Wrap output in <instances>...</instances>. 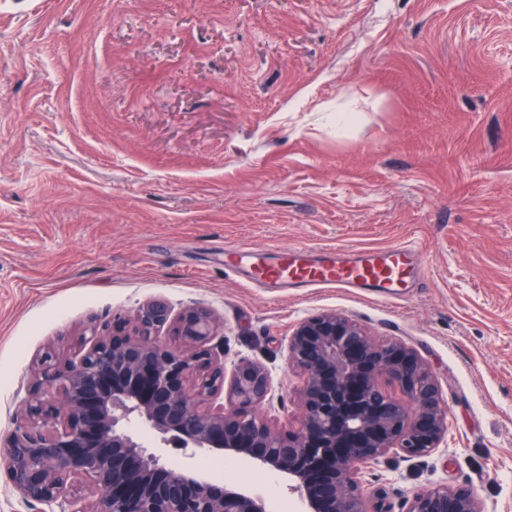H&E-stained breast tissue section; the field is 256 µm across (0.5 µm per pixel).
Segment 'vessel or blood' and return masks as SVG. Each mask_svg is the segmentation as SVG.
<instances>
[{
	"instance_id": "obj_1",
	"label": "vessel or blood",
	"mask_w": 512,
	"mask_h": 512,
	"mask_svg": "<svg viewBox=\"0 0 512 512\" xmlns=\"http://www.w3.org/2000/svg\"><path fill=\"white\" fill-rule=\"evenodd\" d=\"M244 263L250 264L254 281L261 284L299 282L312 288H369L384 299L403 296L420 267L418 250L412 245L358 254L331 252L317 261L310 260L308 249L302 247L279 252L273 262L253 248L228 251L227 268L236 270Z\"/></svg>"
}]
</instances>
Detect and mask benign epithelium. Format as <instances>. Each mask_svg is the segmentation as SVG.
I'll return each mask as SVG.
<instances>
[{"instance_id":"benign-epithelium-1","label":"benign epithelium","mask_w":512,"mask_h":512,"mask_svg":"<svg viewBox=\"0 0 512 512\" xmlns=\"http://www.w3.org/2000/svg\"><path fill=\"white\" fill-rule=\"evenodd\" d=\"M217 331L212 311L174 315L160 299L133 319L91 323L72 352L37 364L23 412L0 439V477L36 512H269L240 484L172 465L171 446L190 458L249 459L280 476L302 512H394L384 492L364 493L363 469L390 452L425 456L447 438L427 363L342 313L306 317L288 338L286 363L301 377L294 429L258 413L272 400L265 366L241 361L226 376ZM133 420L152 441L128 430ZM407 512L486 510L458 485L416 494Z\"/></svg>"}]
</instances>
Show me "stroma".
I'll list each match as a JSON object with an SVG mask.
<instances>
[{
  "label": "stroma",
  "mask_w": 512,
  "mask_h": 512,
  "mask_svg": "<svg viewBox=\"0 0 512 512\" xmlns=\"http://www.w3.org/2000/svg\"><path fill=\"white\" fill-rule=\"evenodd\" d=\"M407 241L401 300L224 266ZM150 299L212 310L225 369L264 365L294 425L303 318L414 348L448 444L380 458L365 490L406 512L467 484L512 512V0H0V435L47 350ZM208 475L301 510L246 461Z\"/></svg>",
  "instance_id": "1"
}]
</instances>
